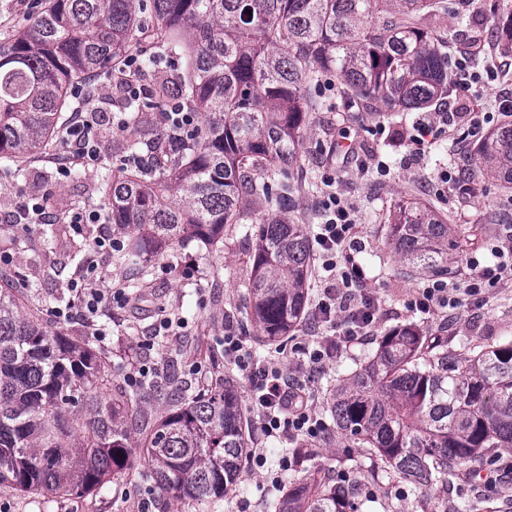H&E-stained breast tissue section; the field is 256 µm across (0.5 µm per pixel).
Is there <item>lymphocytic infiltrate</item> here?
<instances>
[{
    "mask_svg": "<svg viewBox=\"0 0 512 512\" xmlns=\"http://www.w3.org/2000/svg\"><path fill=\"white\" fill-rule=\"evenodd\" d=\"M111 113L85 106L76 112L65 129L73 162L90 167L99 161V146L93 134L95 127L111 124ZM325 215L316 225L313 237L319 247L318 259L325 272V287L314 308L317 321L338 318L339 333L318 337L313 345L302 346V357L293 370H284L277 360L262 364L250 361L243 341L233 326L224 328V353L251 374L250 399L255 406L258 424L265 437L282 440L312 441L325 431L298 376L304 371L323 369L334 351L350 345L368 328L374 327L380 305L363 285V275L355 262L363 244L357 236L354 209L348 201L331 192L323 199ZM496 261L483 265L471 261L462 283L429 280L416 289L407 305L411 310L436 315L456 308L460 296L480 302L492 290L512 284V230L500 237L493 248ZM96 270L88 268L85 278L71 282L69 288L81 301V315L93 320L99 310L109 305H125L129 295L121 288L101 290L95 286Z\"/></svg>",
    "mask_w": 512,
    "mask_h": 512,
    "instance_id": "obj_1",
    "label": "lymphocytic infiltrate"
}]
</instances>
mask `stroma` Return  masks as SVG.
Instances as JSON below:
<instances>
[{"label":"stroma","mask_w":512,"mask_h":512,"mask_svg":"<svg viewBox=\"0 0 512 512\" xmlns=\"http://www.w3.org/2000/svg\"><path fill=\"white\" fill-rule=\"evenodd\" d=\"M510 4L512 0H450V8L438 21L436 30L461 49L475 42L495 46L497 18ZM323 95L326 108L316 114L312 130L301 146L302 167L295 176L319 183L325 173L335 175L336 190L355 209L358 236L365 245L359 261L366 286L378 296L383 313L359 343L344 348L323 371L305 374L303 383L319 412L326 403V379L342 371L352 357L373 347L378 336L394 325L413 321L427 335H447L448 356L452 359L464 351L459 337L512 338V287L496 290L478 305L460 301L448 316L428 319L409 311L407 300L422 282L399 276L395 257L387 245L384 219L389 206L409 194L432 202L453 223L469 227L491 223L500 213L512 214V193L484 179L470 152L473 141L503 120L498 106L500 101H512V79L504 77L489 83L479 93L453 85L447 99L440 101L436 109L404 112L389 120L375 113L362 119L354 116L339 85L324 89ZM452 105L479 111V124L460 118L453 123L450 134L433 144L420 147L411 142L413 123L418 117H435ZM67 157L64 145L58 143L30 159L23 173L0 167V253L10 258L9 264H0V276L30 281L44 307L47 325L78 336L89 332L81 318L62 323L54 316L55 308L74 301L68 290L71 281L82 278L88 265L94 263L98 266V287L131 284L129 269L119 265L113 253L96 247L97 240L111 234V225L85 224L58 237L47 224H11L6 220L20 202L31 198L46 199L55 213L91 203L104 204L105 196L99 191L102 168H82L65 182H58L56 167ZM444 170L466 174L471 191H439L438 175ZM254 245V238L231 227L224 237L223 251L201 252L182 242L153 257L151 298L138 307L112 306L97 317V324L112 329V339L102 343V350L115 355L131 354L154 365L156 372L150 383L154 390L167 388V360L172 356L181 361V380L193 387L206 389L219 383L224 376V349L218 343L224 333V313L244 304L241 284L249 272L248 256ZM165 316L185 318V336L145 345L144 339L154 323ZM236 329L256 358L276 357L285 364L295 360L298 342L319 332L314 321L309 320L288 340L268 345L259 341L250 322L238 323ZM316 446L320 450L317 467L332 473L343 470L348 456L359 452L355 440L333 431L318 438ZM510 462L512 452L488 449L477 467V476L448 492L436 490L405 497L394 487L388 493H376L374 502L367 506L368 512H464L465 504L472 502L478 503V512H512V479L493 489L485 487L481 480L486 471ZM271 481L267 472L248 464L233 498L217 504H199L164 496L158 489L147 488L137 475L121 473L113 476L103 490L82 498L23 495L0 486V504L9 505L10 512H264L258 490Z\"/></svg>","instance_id":"stroma-1"}]
</instances>
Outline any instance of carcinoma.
<instances>
[{"mask_svg":"<svg viewBox=\"0 0 512 512\" xmlns=\"http://www.w3.org/2000/svg\"><path fill=\"white\" fill-rule=\"evenodd\" d=\"M443 0H47L0 42V163L18 172L54 144L74 95L101 76L122 92L128 134L100 151L108 203L103 222L138 239L123 253L134 287H151L149 252L185 238L209 253L235 224L261 216L244 280V315L268 343L305 321L313 261L308 227L295 215L303 188L292 173L328 77L348 107L379 114L429 109L455 76L452 40L431 20ZM498 48L512 53V11ZM138 56L129 70L126 59ZM152 78V98L129 92ZM177 104L197 127L164 132L150 106ZM474 155L487 177L512 190V121L491 129ZM120 165L111 166V159ZM388 246L405 278L456 273L459 252L492 227L460 224L436 207L399 200L386 215ZM115 363L86 337L51 330L27 284H0V485L23 494L78 497L119 473H136L175 499L214 502L234 494L252 444L236 377L224 385H177L166 408L137 393L109 398ZM330 426L362 448L331 476L308 469L266 499V512H359L360 474L397 478L412 494L447 491L475 471L487 448L512 450V340L468 346L448 363V342L413 324L386 331L329 391Z\"/></svg>","mask_w":512,"mask_h":512,"instance_id":"cac0c4a2","label":"carcinoma"}]
</instances>
